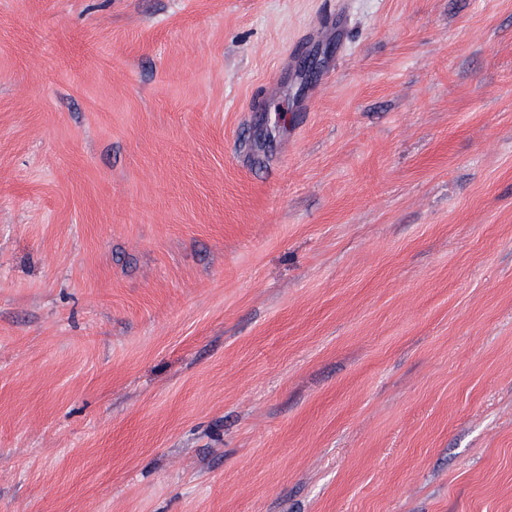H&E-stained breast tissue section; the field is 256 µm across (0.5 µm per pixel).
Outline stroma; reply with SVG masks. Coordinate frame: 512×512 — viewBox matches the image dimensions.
Wrapping results in <instances>:
<instances>
[{
	"mask_svg": "<svg viewBox=\"0 0 512 512\" xmlns=\"http://www.w3.org/2000/svg\"><path fill=\"white\" fill-rule=\"evenodd\" d=\"M0 512H512V0H0Z\"/></svg>",
	"mask_w": 512,
	"mask_h": 512,
	"instance_id": "obj_1",
	"label": "stroma"
}]
</instances>
